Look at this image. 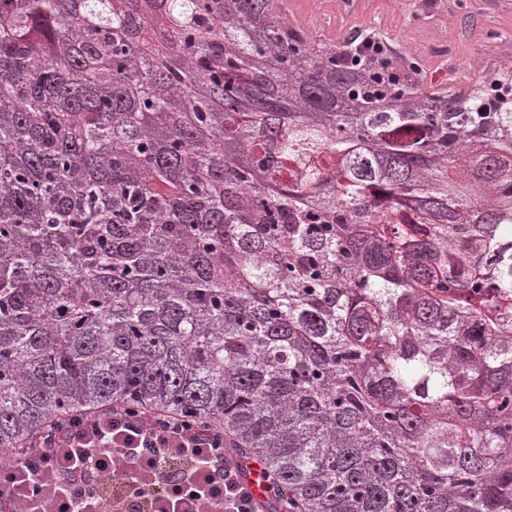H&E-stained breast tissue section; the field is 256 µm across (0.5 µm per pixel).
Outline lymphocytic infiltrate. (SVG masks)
<instances>
[{"mask_svg":"<svg viewBox=\"0 0 512 512\" xmlns=\"http://www.w3.org/2000/svg\"><path fill=\"white\" fill-rule=\"evenodd\" d=\"M230 442L176 413L74 412L0 462V512H257Z\"/></svg>","mask_w":512,"mask_h":512,"instance_id":"lymphocytic-infiltrate-1","label":"lymphocytic infiltrate"}]
</instances>
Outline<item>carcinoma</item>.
Listing matches in <instances>:
<instances>
[{
  "instance_id": "obj_1",
  "label": "carcinoma",
  "mask_w": 512,
  "mask_h": 512,
  "mask_svg": "<svg viewBox=\"0 0 512 512\" xmlns=\"http://www.w3.org/2000/svg\"><path fill=\"white\" fill-rule=\"evenodd\" d=\"M463 98L271 0H0V450L123 405L301 512H512V95Z\"/></svg>"
}]
</instances>
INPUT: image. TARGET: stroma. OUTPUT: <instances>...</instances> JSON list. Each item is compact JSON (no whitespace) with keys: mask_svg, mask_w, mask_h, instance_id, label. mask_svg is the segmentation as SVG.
<instances>
[{"mask_svg":"<svg viewBox=\"0 0 512 512\" xmlns=\"http://www.w3.org/2000/svg\"><path fill=\"white\" fill-rule=\"evenodd\" d=\"M278 18L332 49L361 34L387 42L408 82L426 91L492 83L499 62L512 58V6L504 0H292Z\"/></svg>","mask_w":512,"mask_h":512,"instance_id":"stroma-1","label":"stroma"}]
</instances>
